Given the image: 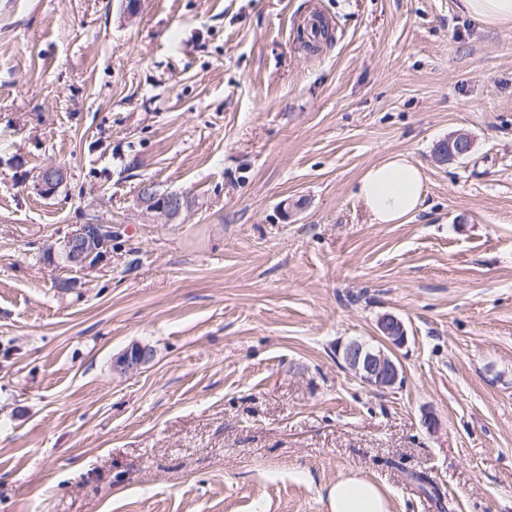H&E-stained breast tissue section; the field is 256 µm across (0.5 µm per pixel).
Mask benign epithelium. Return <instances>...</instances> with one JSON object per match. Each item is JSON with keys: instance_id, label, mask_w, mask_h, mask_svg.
Wrapping results in <instances>:
<instances>
[{"instance_id": "benign-epithelium-1", "label": "benign epithelium", "mask_w": 512, "mask_h": 512, "mask_svg": "<svg viewBox=\"0 0 512 512\" xmlns=\"http://www.w3.org/2000/svg\"><path fill=\"white\" fill-rule=\"evenodd\" d=\"M449 150L436 152L437 160L446 163L456 154L469 153L474 148L472 136L457 131L446 139ZM62 167L56 164L44 166L39 173L38 183L42 191L50 194L63 183ZM138 201L152 221L174 224L187 208L185 196L167 193L163 196L154 191L153 185L143 183L139 189ZM46 250L66 267L87 269L102 261L112 250V225L77 224L62 239L49 244ZM378 330L388 344L402 346L407 340L404 322L397 316L386 313L379 317ZM152 350L149 346L135 344L113 358L112 368L119 374L136 372L150 362ZM342 358L345 367L363 382L378 388H391L399 382L400 370L396 361L383 349L373 348L359 341H352L343 347Z\"/></svg>"}]
</instances>
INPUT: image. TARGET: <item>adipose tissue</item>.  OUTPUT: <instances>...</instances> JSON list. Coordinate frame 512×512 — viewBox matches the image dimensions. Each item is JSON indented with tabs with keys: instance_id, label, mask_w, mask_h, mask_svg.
Instances as JSON below:
<instances>
[{
	"instance_id": "obj_1",
	"label": "adipose tissue",
	"mask_w": 512,
	"mask_h": 512,
	"mask_svg": "<svg viewBox=\"0 0 512 512\" xmlns=\"http://www.w3.org/2000/svg\"><path fill=\"white\" fill-rule=\"evenodd\" d=\"M426 194L424 173L407 155L395 153L367 168L355 196L371 223L403 224L417 214ZM330 512H388L378 487L355 475L342 477L329 487Z\"/></svg>"
}]
</instances>
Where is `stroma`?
<instances>
[{
  "instance_id": "stroma-1",
  "label": "stroma",
  "mask_w": 512,
  "mask_h": 512,
  "mask_svg": "<svg viewBox=\"0 0 512 512\" xmlns=\"http://www.w3.org/2000/svg\"><path fill=\"white\" fill-rule=\"evenodd\" d=\"M457 3L0 0V512H330L353 472L389 512H512V28ZM392 152L425 208L373 224ZM92 222L106 261H44ZM387 312L380 390L341 350ZM446 141V145L450 151L440 150L436 152L437 160L441 163H448V160L456 158L454 149L457 153H469L474 148V140L472 136L465 131H456ZM425 189L422 167L407 155L395 153L363 172L355 196L370 223L403 224L421 210ZM138 201L143 211L153 222L174 224L187 208L185 196L179 193H166L159 196L151 183H142L139 189ZM378 330L388 344L394 347L402 346L407 340V330L404 322L391 313L383 314L377 322ZM152 350L149 346L135 344L113 358L112 368L118 374L136 372L150 362Z\"/></svg>"
}]
</instances>
